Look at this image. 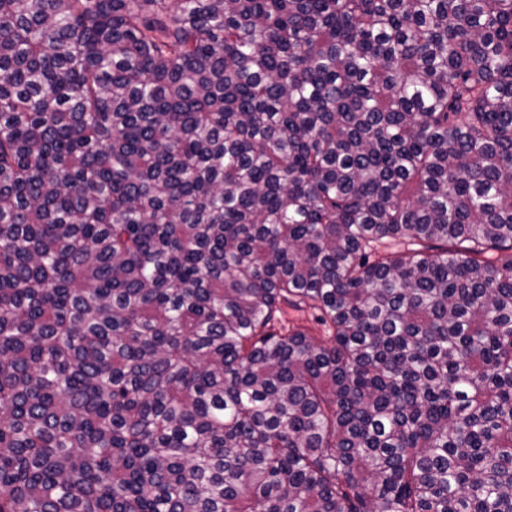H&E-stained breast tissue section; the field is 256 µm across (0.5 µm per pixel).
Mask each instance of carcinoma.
<instances>
[{"label":"carcinoma","instance_id":"carcinoma-1","mask_svg":"<svg viewBox=\"0 0 512 512\" xmlns=\"http://www.w3.org/2000/svg\"><path fill=\"white\" fill-rule=\"evenodd\" d=\"M0 512H512V0H0Z\"/></svg>","mask_w":512,"mask_h":512}]
</instances>
